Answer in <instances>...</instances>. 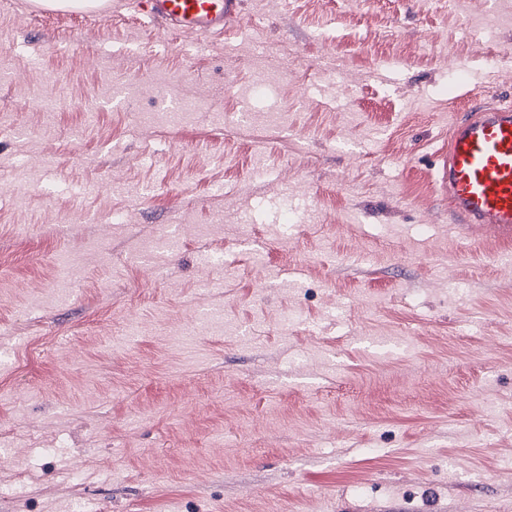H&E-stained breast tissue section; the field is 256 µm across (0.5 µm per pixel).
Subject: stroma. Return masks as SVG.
<instances>
[{"instance_id":"stroma-1","label":"stroma","mask_w":512,"mask_h":512,"mask_svg":"<svg viewBox=\"0 0 512 512\" xmlns=\"http://www.w3.org/2000/svg\"><path fill=\"white\" fill-rule=\"evenodd\" d=\"M31 6L0 0V512H512V244L430 179L512 106V0H243L221 41Z\"/></svg>"}]
</instances>
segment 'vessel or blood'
I'll use <instances>...</instances> for the list:
<instances>
[{
  "instance_id": "vessel-or-blood-1",
  "label": "vessel or blood",
  "mask_w": 512,
  "mask_h": 512,
  "mask_svg": "<svg viewBox=\"0 0 512 512\" xmlns=\"http://www.w3.org/2000/svg\"><path fill=\"white\" fill-rule=\"evenodd\" d=\"M138 8L165 32L212 39L235 25L242 0H138ZM432 170L450 223L512 237L511 106L485 103L454 119Z\"/></svg>"
}]
</instances>
